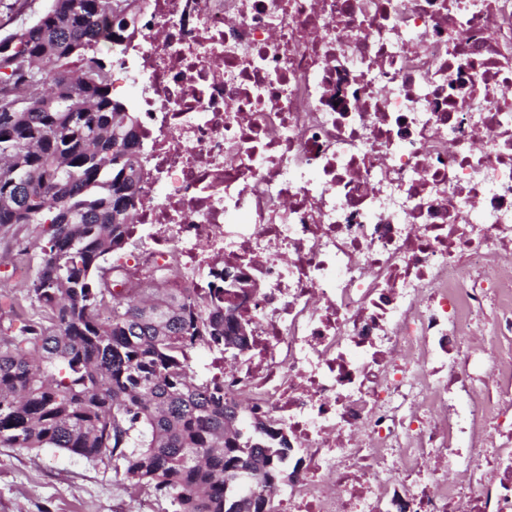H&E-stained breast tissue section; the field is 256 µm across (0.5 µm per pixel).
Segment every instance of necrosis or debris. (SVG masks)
Returning <instances> with one entry per match:
<instances>
[{"mask_svg": "<svg viewBox=\"0 0 512 512\" xmlns=\"http://www.w3.org/2000/svg\"><path fill=\"white\" fill-rule=\"evenodd\" d=\"M139 34L112 290L240 275L208 368L288 431L270 512H512V0H149Z\"/></svg>", "mask_w": 512, "mask_h": 512, "instance_id": "obj_1", "label": "necrosis or debris"}]
</instances>
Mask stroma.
Masks as SVG:
<instances>
[{
    "label": "stroma",
    "mask_w": 512,
    "mask_h": 512,
    "mask_svg": "<svg viewBox=\"0 0 512 512\" xmlns=\"http://www.w3.org/2000/svg\"><path fill=\"white\" fill-rule=\"evenodd\" d=\"M34 229L0 235V308L25 287L11 276L20 251L38 256ZM0 512H172L168 498L115 470L111 460L90 461L56 448L0 447Z\"/></svg>",
    "instance_id": "stroma-1"
}]
</instances>
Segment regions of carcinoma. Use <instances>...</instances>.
Returning a JSON list of instances; mask_svg holds the SVG:
<instances>
[{"instance_id": "carcinoma-1", "label": "carcinoma", "mask_w": 512, "mask_h": 512, "mask_svg": "<svg viewBox=\"0 0 512 512\" xmlns=\"http://www.w3.org/2000/svg\"><path fill=\"white\" fill-rule=\"evenodd\" d=\"M144 0H48L33 26L0 34V228L33 225L41 255L0 326V447L107 458L170 499L173 512H264L249 475L283 484L288 439L251 431L224 383L186 369V353L227 350L224 287L190 304L171 288L117 299L105 264L128 240L131 204L150 171L138 117L112 98L114 57L137 32Z\"/></svg>"}]
</instances>
